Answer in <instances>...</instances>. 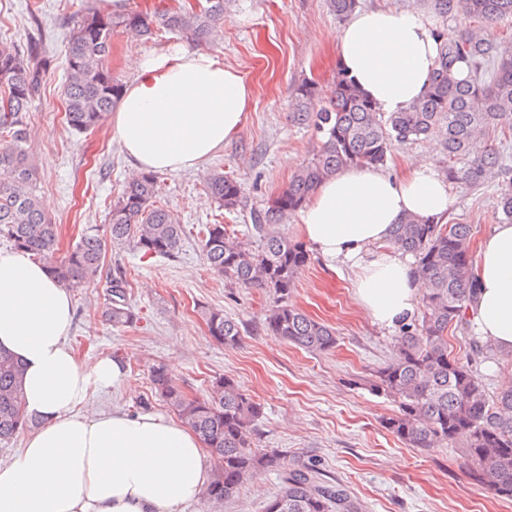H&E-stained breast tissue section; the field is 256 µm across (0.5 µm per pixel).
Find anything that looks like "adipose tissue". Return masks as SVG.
<instances>
[{"label":"adipose tissue","mask_w":512,"mask_h":512,"mask_svg":"<svg viewBox=\"0 0 512 512\" xmlns=\"http://www.w3.org/2000/svg\"><path fill=\"white\" fill-rule=\"evenodd\" d=\"M340 68L380 111L400 112L424 94L439 43L412 10L354 13L337 35ZM112 109V130L136 168L193 169L242 127L250 83L223 60L176 43L132 63ZM451 186L428 164L397 176L352 168L323 182L300 211L302 232L329 262L357 271L355 294L374 323L392 330L416 312L424 283L390 234L406 215L447 217ZM477 299L467 315L482 340L512 354V223L478 246ZM72 297L42 262L0 251V348L24 368V406L40 425L0 463V512H180L198 500L211 463L194 432L152 412L82 409L124 371L108 358L82 364L67 347Z\"/></svg>","instance_id":"obj_1"}]
</instances>
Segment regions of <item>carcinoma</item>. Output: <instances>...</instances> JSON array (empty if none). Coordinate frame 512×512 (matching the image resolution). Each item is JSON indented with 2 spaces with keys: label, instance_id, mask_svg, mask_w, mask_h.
<instances>
[{
  "label": "carcinoma",
  "instance_id": "obj_1",
  "mask_svg": "<svg viewBox=\"0 0 512 512\" xmlns=\"http://www.w3.org/2000/svg\"><path fill=\"white\" fill-rule=\"evenodd\" d=\"M440 18L463 16L464 27L439 33V56L424 96L402 112L384 113L356 83L338 71L327 106L307 111L318 91L305 82L296 91L290 119L314 126L322 134L313 153L265 210L251 213L242 240L222 224L205 225L202 252L208 269L240 288H260L272 296L264 320L273 336L311 353L336 346V332L300 311L292 301L295 282L309 260L304 245L281 232L278 224L301 210L319 183L340 170L380 168L396 144L439 136L443 142L445 179L473 189L495 184L496 214L512 222V165L492 141L512 138V51L492 38L494 28L512 23V0H430ZM224 22V0H204L199 8H167L148 13L130 9L102 14L91 8L73 20L68 41L63 95L65 118L79 133L95 128L112 110L123 83L112 75V33L122 28L137 37L179 33L204 41ZM467 76L453 75L456 64ZM49 58L38 42L26 51L0 42V237L15 250L43 261L52 277L77 290L99 280L107 247H133L146 255L171 256L183 227L161 202V184L151 172L135 175L109 205L106 233L91 226L61 257L57 225L43 212L35 194L38 164L27 143L23 113L30 110L45 78ZM204 190L228 211L244 198L241 182L220 170L210 172ZM391 243L414 256L415 271L425 279L422 317L403 324L393 343V360L371 374L367 385L398 407L384 427L412 448L459 444L469 476L496 496L512 499V390L489 394L469 367L448 357V331L465 320L474 301L470 230L466 224L426 220L410 215L395 225ZM102 316L119 327L134 322L128 300L127 273L106 276ZM209 335L233 348L241 328L219 309L204 311ZM156 396L177 412L219 466L202 498L218 507L248 481L266 472L280 475V487L265 512H362L340 483L314 464L291 461L277 448L257 444L263 405L232 378L217 377L207 395L187 394L168 368L151 367ZM38 426L25 414L23 369L0 351V441Z\"/></svg>",
  "mask_w": 512,
  "mask_h": 512
}]
</instances>
